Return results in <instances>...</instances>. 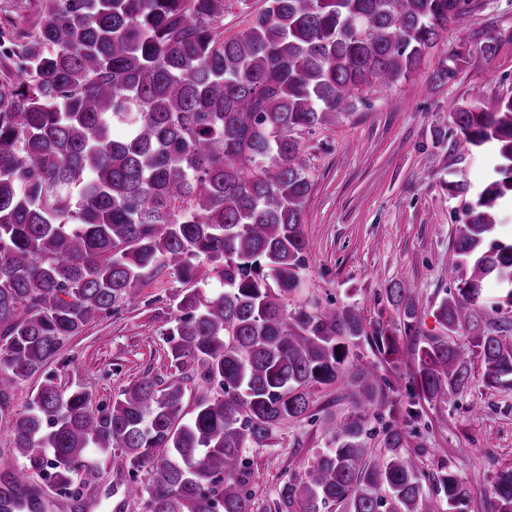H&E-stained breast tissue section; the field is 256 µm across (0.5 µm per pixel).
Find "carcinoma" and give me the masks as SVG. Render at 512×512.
<instances>
[{"mask_svg":"<svg viewBox=\"0 0 512 512\" xmlns=\"http://www.w3.org/2000/svg\"><path fill=\"white\" fill-rule=\"evenodd\" d=\"M225 0H40L0 52V397L54 359L65 338L119 311L161 270L189 288L166 328L168 380L149 376L93 407L81 387L47 379L12 422L0 498L26 479L30 512L45 478L73 485L86 452L121 450L145 512H254L249 447L304 419L319 389L342 384L354 412L329 446L280 486L273 512H469L470 487L427 476L392 425L379 459L370 412L408 422L416 401L445 403L480 361L488 388L512 385V237L498 235L512 197V96L480 92L452 115L451 149L493 148L494 177L455 227V288L438 302L439 334L419 330L411 289H386L412 338L410 401L356 347L395 364L398 338L366 330L354 306H288L307 268L303 212L312 189L298 134L331 125L358 91L411 77L440 30L472 0H265L224 36ZM437 71L451 77L458 51ZM222 290L199 285L211 277ZM499 294L481 305L483 282ZM468 336L472 349L450 340ZM209 392L186 411L188 383ZM488 512H512V465L493 476Z\"/></svg>","mask_w":512,"mask_h":512,"instance_id":"1","label":"carcinoma"}]
</instances>
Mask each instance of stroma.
I'll use <instances>...</instances> for the list:
<instances>
[{
  "label": "stroma",
  "mask_w": 512,
  "mask_h": 512,
  "mask_svg": "<svg viewBox=\"0 0 512 512\" xmlns=\"http://www.w3.org/2000/svg\"><path fill=\"white\" fill-rule=\"evenodd\" d=\"M489 39L496 52L486 58L478 48ZM457 50L466 52V63L448 82H433V71ZM477 86L489 108L512 95V0H473L472 13L449 24L409 80L360 93L350 114L304 134L313 187L303 226V299L338 308L357 305L368 328L399 333V316L384 291L401 282L426 310L423 330L436 332L431 309L452 286V241L467 202L449 196L445 184L461 180L476 193L492 176L490 150L460 156L448 148L450 112ZM183 289L162 274L138 285L119 313L66 339L44 373L21 381L7 404H0V455H8L12 422L47 376L65 388L81 386L98 404L142 376L170 377L163 331L169 305ZM360 353L365 365L389 380L391 401L407 403L410 358L392 366L379 363L369 347ZM351 410L342 386L321 389L313 419L285 422L268 446L248 450L259 475L257 508L275 499L285 481L303 474L328 441L330 418ZM418 411L404 427L409 454L429 476L452 467L474 491L471 512H486L493 475L512 464V387L490 389L476 376L448 404H422ZM76 480L99 490L94 512H140L138 500L125 493L131 476L120 453L89 462Z\"/></svg>",
  "instance_id": "35a3bbf8"
}]
</instances>
